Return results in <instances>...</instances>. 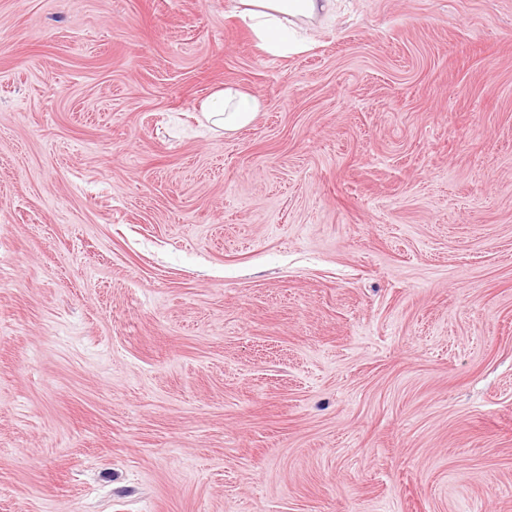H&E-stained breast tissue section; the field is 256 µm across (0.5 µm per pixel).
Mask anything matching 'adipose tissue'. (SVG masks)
<instances>
[{
    "mask_svg": "<svg viewBox=\"0 0 512 512\" xmlns=\"http://www.w3.org/2000/svg\"><path fill=\"white\" fill-rule=\"evenodd\" d=\"M234 13L252 30L262 48L275 56L300 51V30L335 17L338 0H232ZM263 108L261 100L233 85L214 90L198 110L207 125L227 133L251 125Z\"/></svg>",
    "mask_w": 512,
    "mask_h": 512,
    "instance_id": "1",
    "label": "adipose tissue"
}]
</instances>
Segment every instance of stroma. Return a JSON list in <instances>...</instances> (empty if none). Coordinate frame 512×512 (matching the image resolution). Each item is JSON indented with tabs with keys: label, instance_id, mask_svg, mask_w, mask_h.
<instances>
[{
	"label": "stroma",
	"instance_id": "1",
	"mask_svg": "<svg viewBox=\"0 0 512 512\" xmlns=\"http://www.w3.org/2000/svg\"><path fill=\"white\" fill-rule=\"evenodd\" d=\"M307 37L0 0V512H512V0ZM261 100L237 86L224 85L204 98L197 108L207 128L224 133L236 132L251 125L262 111Z\"/></svg>",
	"mask_w": 512,
	"mask_h": 512
}]
</instances>
